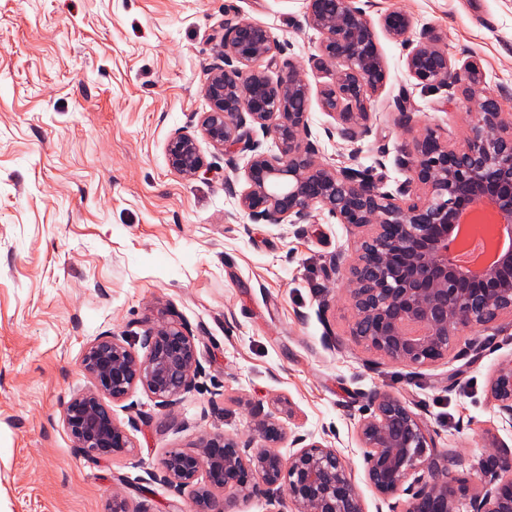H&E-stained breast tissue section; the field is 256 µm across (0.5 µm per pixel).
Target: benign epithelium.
<instances>
[{
	"label": "benign epithelium",
	"mask_w": 512,
	"mask_h": 512,
	"mask_svg": "<svg viewBox=\"0 0 512 512\" xmlns=\"http://www.w3.org/2000/svg\"><path fill=\"white\" fill-rule=\"evenodd\" d=\"M305 20L322 38L315 65L332 69L321 91L339 136L355 143L372 134L367 99L387 81L373 24L362 0H305ZM385 32L407 50L406 68L417 85L462 94L471 113L468 133L450 146L428 127L413 142L407 176L392 190L353 166L318 160L307 124L310 88L271 31L237 16L224 19L217 62L204 93L210 109L200 113L195 133L176 130L167 143L172 169L183 177L205 165L198 138L225 151L245 186L235 191L253 221L308 224L315 210L339 224L364 229L355 256L336 258V275L351 310V334L381 356L408 366L437 362L459 332L512 317V248L480 276L454 260L451 244L461 215L487 204L512 225V113L502 109L504 91L482 87L478 64L456 65L442 36L424 28L410 38L411 21L401 11L381 19ZM266 68H259L260 63ZM277 68V78L268 69ZM260 129L277 150L253 137ZM247 158L244 167L235 155ZM143 354L117 335L96 337L86 348L81 371L88 386L65 405L67 432L82 453L111 458L133 453L129 431L112 416L107 400L121 401L141 389L171 409L202 374L195 336L175 322H158L134 334ZM499 413L512 420V362L492 384ZM374 414L361 421L366 480L384 500L405 497L403 512H512V450L504 445L481 462L493 474L483 494L467 497L453 477L448 454L437 450L429 425L408 404L389 394L374 397ZM261 445L253 448L221 433L200 438L193 448H170L150 480L181 490L199 474L195 512H232L241 498L279 496L281 512H365L342 455L320 441L304 443L283 458L277 448L285 429L257 405L251 409Z\"/></svg>",
	"instance_id": "1"
}]
</instances>
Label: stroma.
Masks as SVG:
<instances>
[{
  "label": "stroma",
  "instance_id": "stroma-1",
  "mask_svg": "<svg viewBox=\"0 0 512 512\" xmlns=\"http://www.w3.org/2000/svg\"><path fill=\"white\" fill-rule=\"evenodd\" d=\"M400 10L413 31L436 28L452 60L476 61L486 87L512 91V0H371L388 71L367 109L371 136L350 147L320 92L328 71L304 0H0V512H193V488L150 481L170 448L204 432L259 446L250 408L263 405L292 439L328 442L346 460L365 512H391L365 476L359 422L387 393L431 426L449 469L483 491L492 444L512 448L492 382L512 361V318L463 332L447 358L407 366L350 334L333 270L361 234L325 212L309 224L252 221L224 188L223 151L201 143L203 169L171 168L167 142L207 111L204 85L225 15L271 30L310 87L308 123L326 164L356 160L395 188L414 139L431 126L461 145L464 98L425 90L404 46L381 30ZM413 122L398 125L397 99ZM174 320L197 339L203 369L173 410L143 391L112 403L133 429L130 456L73 448L65 404L87 381V344Z\"/></svg>",
  "mask_w": 512,
  "mask_h": 512
}]
</instances>
